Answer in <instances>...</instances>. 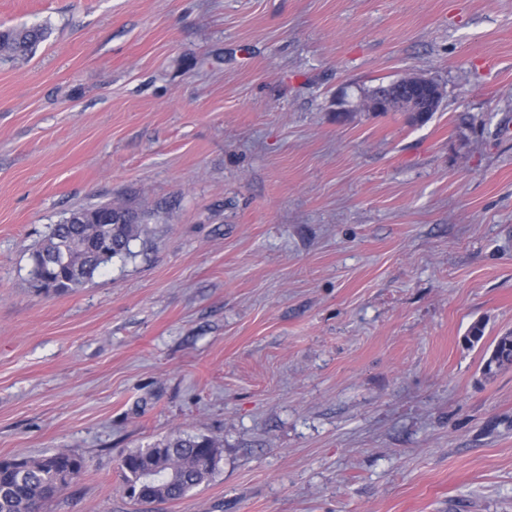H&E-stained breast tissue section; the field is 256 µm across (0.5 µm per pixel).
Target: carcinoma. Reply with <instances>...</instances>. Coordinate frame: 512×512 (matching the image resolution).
Instances as JSON below:
<instances>
[{"label":"carcinoma","instance_id":"1","mask_svg":"<svg viewBox=\"0 0 512 512\" xmlns=\"http://www.w3.org/2000/svg\"><path fill=\"white\" fill-rule=\"evenodd\" d=\"M39 27L0 31V57L31 55L47 39ZM145 213L105 204L75 210L32 253L34 286L53 290L80 288L116 257L132 255L131 243L145 233ZM512 366V332L495 337L483 373L493 375ZM221 458L214 439L175 432L165 439L125 454L119 475L130 497L146 503L183 498L207 481ZM87 468L77 455L54 453L34 458H0V512H44L46 502L76 482Z\"/></svg>","mask_w":512,"mask_h":512}]
</instances>
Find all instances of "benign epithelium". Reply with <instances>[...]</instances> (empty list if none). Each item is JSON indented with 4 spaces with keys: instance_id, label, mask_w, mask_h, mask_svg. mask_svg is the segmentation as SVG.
<instances>
[{
    "instance_id": "1",
    "label": "benign epithelium",
    "mask_w": 512,
    "mask_h": 512,
    "mask_svg": "<svg viewBox=\"0 0 512 512\" xmlns=\"http://www.w3.org/2000/svg\"><path fill=\"white\" fill-rule=\"evenodd\" d=\"M445 91L433 78L420 73L409 72L384 86L370 90L361 97L356 110L359 112H387L396 103L403 105L409 123L421 125L430 113L438 111Z\"/></svg>"
}]
</instances>
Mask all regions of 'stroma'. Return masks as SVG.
<instances>
[{
    "mask_svg": "<svg viewBox=\"0 0 512 512\" xmlns=\"http://www.w3.org/2000/svg\"><path fill=\"white\" fill-rule=\"evenodd\" d=\"M0 458L84 477L45 512H512V0H0ZM409 70L431 120L357 112ZM468 123H461V116ZM149 216L33 288L72 210ZM484 336L469 343L472 325ZM209 481L140 503L175 431ZM49 32L39 27H12L0 31V57L31 55L47 39ZM492 344L493 348L483 365L486 376L512 366V332L507 331L496 336ZM220 448L210 437L175 432L125 454L119 475L129 496L137 501L181 499L213 475L221 458Z\"/></svg>",
    "mask_w": 512,
    "mask_h": 512,
    "instance_id": "35a3bbf8",
    "label": "stroma"
}]
</instances>
